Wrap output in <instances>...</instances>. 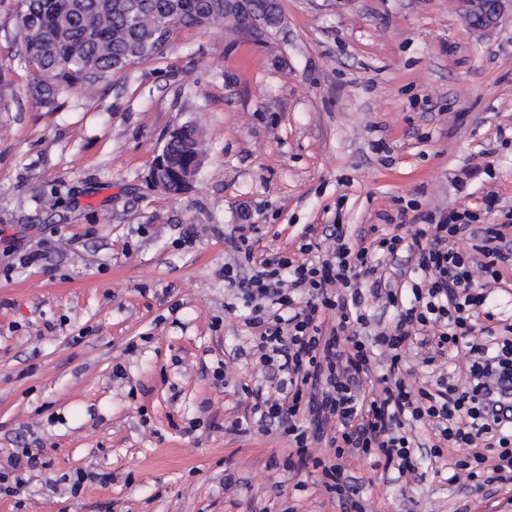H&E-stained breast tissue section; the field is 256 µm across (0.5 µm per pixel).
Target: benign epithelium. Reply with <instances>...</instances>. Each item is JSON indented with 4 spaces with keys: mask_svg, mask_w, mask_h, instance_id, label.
Here are the masks:
<instances>
[{
    "mask_svg": "<svg viewBox=\"0 0 512 512\" xmlns=\"http://www.w3.org/2000/svg\"><path fill=\"white\" fill-rule=\"evenodd\" d=\"M506 2L508 0H462L470 24L478 30L496 26L504 15ZM280 13V0H266L265 10L250 14L240 32L255 42H263L271 28L281 25ZM187 136L188 131L183 127L172 130L149 173L154 185L172 195L187 193L204 163V157L197 152L182 153L177 158L171 153L172 146L185 142Z\"/></svg>",
    "mask_w": 512,
    "mask_h": 512,
    "instance_id": "benign-epithelium-1",
    "label": "benign epithelium"
}]
</instances>
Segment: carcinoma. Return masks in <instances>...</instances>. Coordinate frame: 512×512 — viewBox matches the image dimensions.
Listing matches in <instances>:
<instances>
[{"instance_id": "1", "label": "carcinoma", "mask_w": 512, "mask_h": 512, "mask_svg": "<svg viewBox=\"0 0 512 512\" xmlns=\"http://www.w3.org/2000/svg\"><path fill=\"white\" fill-rule=\"evenodd\" d=\"M14 41L40 100L39 72L55 71L56 85L93 99L101 80L136 62H146L165 43L155 31L172 27H222L224 0H15Z\"/></svg>"}]
</instances>
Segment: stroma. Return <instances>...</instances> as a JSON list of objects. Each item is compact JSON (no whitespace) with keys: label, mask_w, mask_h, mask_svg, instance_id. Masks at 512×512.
I'll list each match as a JSON object with an SVG mask.
<instances>
[{"label":"stroma","mask_w":512,"mask_h":512,"mask_svg":"<svg viewBox=\"0 0 512 512\" xmlns=\"http://www.w3.org/2000/svg\"><path fill=\"white\" fill-rule=\"evenodd\" d=\"M10 7L0 0V470L18 448L42 463L0 492V512H347L311 468L278 496L290 449L277 432L224 430L256 374L249 310L224 280L230 234L257 224L256 252H293L307 224L354 238L465 207L500 222L512 13L480 32L459 0H281L265 43L179 28L94 101L43 103ZM186 123L205 162L172 197L148 174ZM463 455L422 458L419 481L345 468L371 512H512V488L448 481ZM78 470L91 479L74 496L63 478Z\"/></svg>","instance_id":"obj_1"}]
</instances>
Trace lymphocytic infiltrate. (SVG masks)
<instances>
[{
    "mask_svg": "<svg viewBox=\"0 0 512 512\" xmlns=\"http://www.w3.org/2000/svg\"><path fill=\"white\" fill-rule=\"evenodd\" d=\"M236 265L224 276L237 281L252 306L251 350L263 381L242 384L248 401L243 425L286 437L291 452L285 470H319L326 492L353 512H367L361 488L344 469L346 458L372 468L417 474L406 425L419 422L444 442L465 449L452 481H472L476 490L512 482V324L496 328L484 312L485 287L497 282L501 264L512 261V241L497 224H479L470 210L441 220L421 215L404 231L380 233L370 243L348 244L343 225L318 233L307 226L296 256L255 253L258 225L242 224ZM406 254L418 283L394 287L380 265ZM249 268L237 276V268ZM394 308L391 324L369 331L360 286ZM422 353L430 380L417 381L405 367L410 347ZM461 363L450 381L448 361ZM498 464L485 470L487 456Z\"/></svg>",
    "mask_w": 512,
    "mask_h": 512,
    "instance_id": "obj_1",
    "label": "lymphocytic infiltrate"
}]
</instances>
